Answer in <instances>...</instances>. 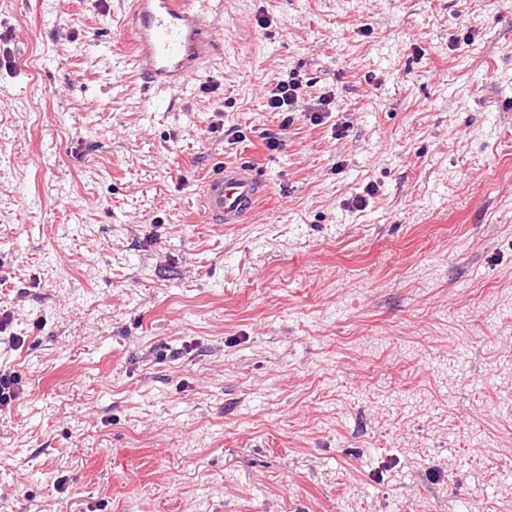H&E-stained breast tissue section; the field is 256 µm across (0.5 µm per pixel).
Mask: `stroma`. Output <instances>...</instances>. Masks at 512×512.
<instances>
[{"label":"stroma","mask_w":512,"mask_h":512,"mask_svg":"<svg viewBox=\"0 0 512 512\" xmlns=\"http://www.w3.org/2000/svg\"><path fill=\"white\" fill-rule=\"evenodd\" d=\"M192 4L149 92L126 0H0V512H512V0ZM308 86V81L292 78L288 81L276 80L267 89L266 107L270 112H278L281 116V130H287L294 123L299 114L295 112H303L298 107L307 95ZM266 191L265 182L252 165L224 163L201 184L205 217L210 224H244ZM19 374L10 369H0V412L8 411L17 397Z\"/></svg>","instance_id":"stroma-1"}]
</instances>
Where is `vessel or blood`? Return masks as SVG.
Instances as JSON below:
<instances>
[{"instance_id": "b4317fda", "label": "vessel or blood", "mask_w": 512, "mask_h": 512, "mask_svg": "<svg viewBox=\"0 0 512 512\" xmlns=\"http://www.w3.org/2000/svg\"><path fill=\"white\" fill-rule=\"evenodd\" d=\"M132 53L149 85L177 88L191 79L197 61L216 47V30L191 0H130ZM266 185L246 162L227 163L201 184L203 211L211 224H242Z\"/></svg>"}]
</instances>
